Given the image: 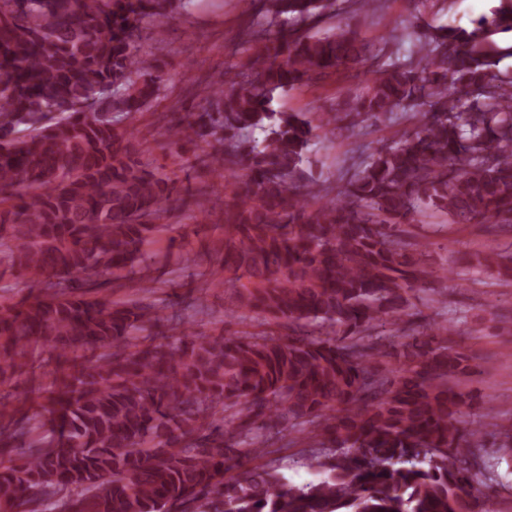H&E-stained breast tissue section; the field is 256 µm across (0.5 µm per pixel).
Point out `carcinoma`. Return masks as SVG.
Segmentation results:
<instances>
[{"label":"carcinoma","mask_w":512,"mask_h":512,"mask_svg":"<svg viewBox=\"0 0 512 512\" xmlns=\"http://www.w3.org/2000/svg\"><path fill=\"white\" fill-rule=\"evenodd\" d=\"M187 0H0V265L29 295L0 309V383L60 368L53 389L0 398V512H484L488 463L468 466L494 431L474 427L454 382L476 358L393 334L408 292L434 275L428 244L402 224L425 203L454 224L512 233V72L491 35L512 32V0L470 30L423 34L416 64L382 61L351 28L323 37L263 33L244 72L224 73L214 107L168 127L171 142L214 140L207 165L231 173L224 239L202 272L225 311L257 312L274 332L159 340L158 306L116 302L170 200L141 168L124 126L155 98L143 32ZM272 25L319 19L336 0H260ZM366 69L352 108L379 118L409 100L429 122L373 150L336 194L304 168L313 139L350 131L272 108L274 92ZM262 133L257 137L256 133ZM478 260L512 276V252ZM329 454L302 486L257 461L288 427Z\"/></svg>","instance_id":"cac0c4a2"}]
</instances>
